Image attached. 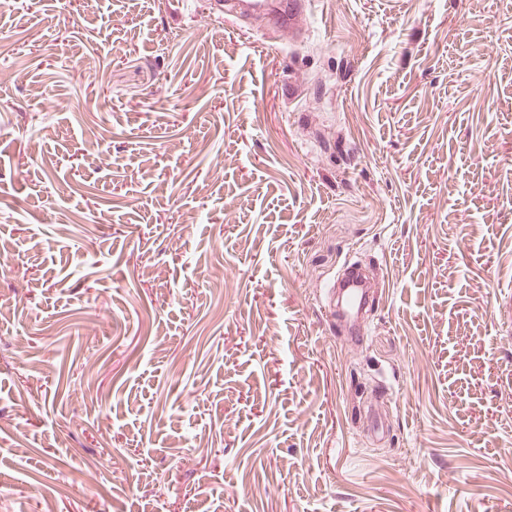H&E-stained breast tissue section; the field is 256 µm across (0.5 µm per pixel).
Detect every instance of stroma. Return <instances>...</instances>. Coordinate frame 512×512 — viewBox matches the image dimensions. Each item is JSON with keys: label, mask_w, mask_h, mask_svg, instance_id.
<instances>
[{"label": "stroma", "mask_w": 512, "mask_h": 512, "mask_svg": "<svg viewBox=\"0 0 512 512\" xmlns=\"http://www.w3.org/2000/svg\"><path fill=\"white\" fill-rule=\"evenodd\" d=\"M510 159L512 0H0V512H512ZM301 0H241L236 7L243 15L259 13L275 26H288L301 10ZM354 267H349L343 273V275L339 278L337 282H335L330 288L326 289L327 295L329 296V306L332 309V316L335 318L337 315L344 317L345 319H349L351 322L349 335L353 338H359L364 334V323L362 321V312L359 313V309L364 308V306L368 305V300L365 296L355 297L357 295V288H359V281L364 276V273L361 269H353ZM341 282H345L344 288L351 297H354L350 300L348 306L346 308H340L336 311V291L339 288V284ZM337 313V314H336Z\"/></svg>", "instance_id": "obj_1"}]
</instances>
